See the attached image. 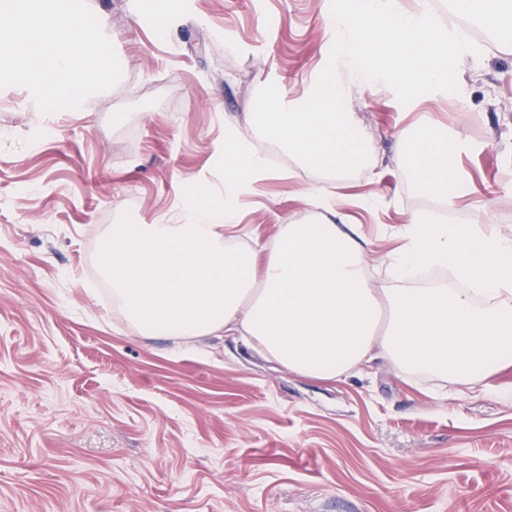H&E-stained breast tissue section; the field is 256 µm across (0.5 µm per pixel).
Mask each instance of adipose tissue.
Listing matches in <instances>:
<instances>
[{"instance_id":"1","label":"adipose tissue","mask_w":512,"mask_h":512,"mask_svg":"<svg viewBox=\"0 0 512 512\" xmlns=\"http://www.w3.org/2000/svg\"><path fill=\"white\" fill-rule=\"evenodd\" d=\"M131 8L162 40L194 18L192 0H132ZM396 146L443 204L470 191L454 168L462 145L445 128L423 119ZM267 170L264 151L227 124L223 193L195 191L151 223L113 225L98 261L133 330L146 338L230 336L328 384L385 363L407 380L423 374L495 392V377L512 368V233L412 215L381 262L389 285L378 288L361 225L328 200L322 215L291 219L269 241L231 236L240 197ZM425 267L450 268L457 287H414Z\"/></svg>"}]
</instances>
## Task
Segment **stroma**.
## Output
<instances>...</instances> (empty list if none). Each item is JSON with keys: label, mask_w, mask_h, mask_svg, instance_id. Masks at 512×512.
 I'll list each match as a JSON object with an SVG mask.
<instances>
[{"label": "stroma", "mask_w": 512, "mask_h": 512, "mask_svg": "<svg viewBox=\"0 0 512 512\" xmlns=\"http://www.w3.org/2000/svg\"><path fill=\"white\" fill-rule=\"evenodd\" d=\"M87 3L125 61L115 87L35 149L21 90L0 89V512H512V400L387 365L308 381L228 336L142 337L112 308L104 234L222 188L225 123L261 87L294 102L317 75L323 0H194L202 23L167 41L129 0ZM457 82L413 108L353 94L377 163L339 181L284 158L244 196L239 241L325 189L376 265L412 214L442 209L394 140L426 114L482 191L452 216L512 232V42L490 37Z\"/></svg>", "instance_id": "1"}]
</instances>
